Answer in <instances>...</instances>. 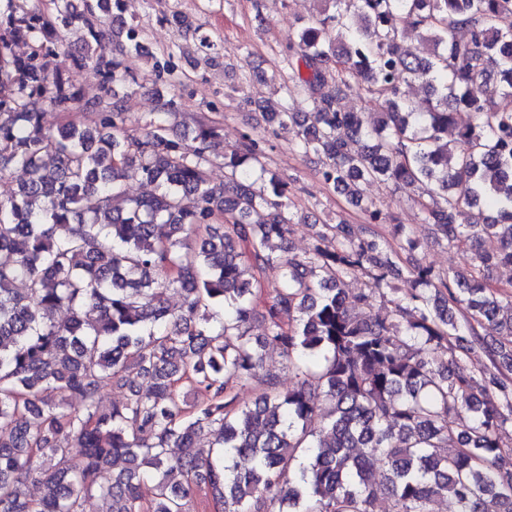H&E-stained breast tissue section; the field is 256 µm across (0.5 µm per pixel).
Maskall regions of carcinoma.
Instances as JSON below:
<instances>
[{
  "mask_svg": "<svg viewBox=\"0 0 512 512\" xmlns=\"http://www.w3.org/2000/svg\"><path fill=\"white\" fill-rule=\"evenodd\" d=\"M321 2L283 58L286 94L310 104V118L268 105L265 132L297 126L299 155L320 159L321 179L363 224H323L299 256L287 250L298 224L288 182L262 162L261 140L242 134L215 186L213 131L193 130L190 152L169 138L173 100L157 95L155 117L127 128L131 73L105 59L104 28L121 55L172 67L148 52L120 0H56L47 25L7 0L0 178L21 169L26 179L0 199V512H84L93 494L110 512H187L203 487L217 512H375L380 498L387 512H433L448 497L457 512H512L502 438L512 293L491 282L492 268L512 266V111L499 104L512 97V0ZM78 23L66 54L102 68L107 112L49 66V45ZM22 40L47 48L16 56ZM419 79L421 108L403 91ZM351 95L379 119L341 110ZM47 108L94 118L48 130ZM131 178L153 190L129 195ZM371 181L418 192L419 220L471 253L451 276L411 262L407 301L376 316L366 308L397 292L395 249L418 243L365 200ZM389 223L390 240L372 230ZM271 266L281 278L254 337V285ZM357 272L367 288L341 287ZM170 292L184 296L176 316ZM270 347L296 371L295 388L266 369ZM460 349L483 351L491 367L473 368ZM253 382L250 403L232 392ZM114 385L124 400L101 407ZM34 485L48 494L34 498Z\"/></svg>",
  "mask_w": 512,
  "mask_h": 512,
  "instance_id": "1",
  "label": "carcinoma"
}]
</instances>
